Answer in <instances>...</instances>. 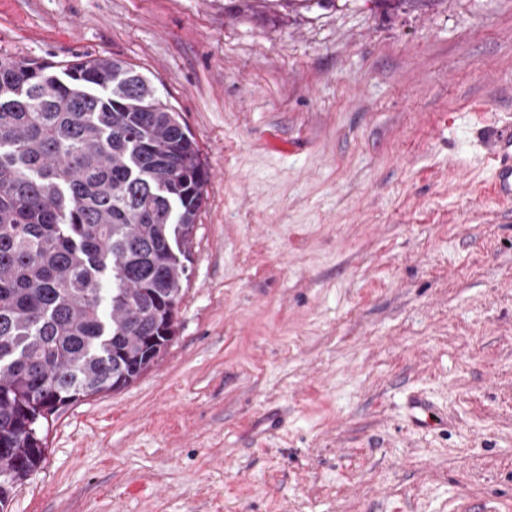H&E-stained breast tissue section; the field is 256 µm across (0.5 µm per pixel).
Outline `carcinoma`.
<instances>
[{"label":"carcinoma","instance_id":"obj_1","mask_svg":"<svg viewBox=\"0 0 512 512\" xmlns=\"http://www.w3.org/2000/svg\"><path fill=\"white\" fill-rule=\"evenodd\" d=\"M207 170L125 62L0 56V512L62 407L166 351Z\"/></svg>","mask_w":512,"mask_h":512}]
</instances>
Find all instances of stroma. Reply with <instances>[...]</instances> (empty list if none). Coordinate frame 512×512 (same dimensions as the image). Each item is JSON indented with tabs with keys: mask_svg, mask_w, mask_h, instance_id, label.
<instances>
[{
	"mask_svg": "<svg viewBox=\"0 0 512 512\" xmlns=\"http://www.w3.org/2000/svg\"><path fill=\"white\" fill-rule=\"evenodd\" d=\"M1 54L127 62L209 174L166 352L4 512H512V0H0ZM493 161L492 188L503 202L512 200V127L500 128L490 154Z\"/></svg>",
	"mask_w": 512,
	"mask_h": 512,
	"instance_id": "35a3bbf8",
	"label": "stroma"
}]
</instances>
